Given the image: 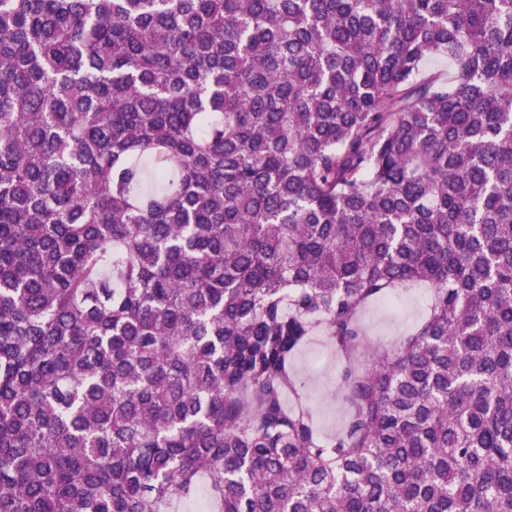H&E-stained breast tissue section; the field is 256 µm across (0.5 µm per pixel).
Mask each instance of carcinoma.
<instances>
[{
	"mask_svg": "<svg viewBox=\"0 0 512 512\" xmlns=\"http://www.w3.org/2000/svg\"><path fill=\"white\" fill-rule=\"evenodd\" d=\"M201 496L512 512V0H0V512ZM428 287L398 288L388 300L372 303L363 315L370 342L393 344L405 336L425 314ZM295 369L307 385L310 405L321 431L330 435L341 426L346 412L338 375L341 363L324 336H316L295 360Z\"/></svg>",
	"mask_w": 512,
	"mask_h": 512,
	"instance_id": "cac0c4a2",
	"label": "carcinoma"
}]
</instances>
